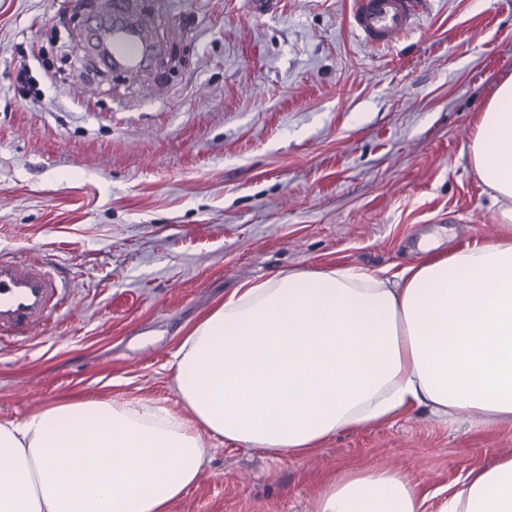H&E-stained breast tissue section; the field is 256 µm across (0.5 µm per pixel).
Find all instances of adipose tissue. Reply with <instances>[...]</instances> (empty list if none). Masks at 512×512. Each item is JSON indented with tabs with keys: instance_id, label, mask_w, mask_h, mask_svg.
Returning <instances> with one entry per match:
<instances>
[{
	"instance_id": "1",
	"label": "adipose tissue",
	"mask_w": 512,
	"mask_h": 512,
	"mask_svg": "<svg viewBox=\"0 0 512 512\" xmlns=\"http://www.w3.org/2000/svg\"><path fill=\"white\" fill-rule=\"evenodd\" d=\"M467 154L493 238L422 243L396 272L337 264L242 283L176 350L180 409L68 399L0 421V512H170L216 439L306 457L419 411L512 425V76ZM424 500L399 470L349 467L321 477L315 512H422ZM448 512H512V455L471 471Z\"/></svg>"
}]
</instances>
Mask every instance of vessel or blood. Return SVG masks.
<instances>
[{
	"instance_id": "vessel-or-blood-1",
	"label": "vessel or blood",
	"mask_w": 512,
	"mask_h": 512,
	"mask_svg": "<svg viewBox=\"0 0 512 512\" xmlns=\"http://www.w3.org/2000/svg\"><path fill=\"white\" fill-rule=\"evenodd\" d=\"M420 7L421 0H351L350 23L366 44H390L413 28ZM110 16L111 31L101 34L98 56L113 72H138L161 47L135 0H112ZM74 304L73 292L51 267L0 255V346L35 337L50 311Z\"/></svg>"
}]
</instances>
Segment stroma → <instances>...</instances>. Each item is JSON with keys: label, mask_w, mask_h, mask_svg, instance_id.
I'll list each match as a JSON object with an SVG mask.
<instances>
[{"label": "stroma", "mask_w": 512, "mask_h": 512, "mask_svg": "<svg viewBox=\"0 0 512 512\" xmlns=\"http://www.w3.org/2000/svg\"><path fill=\"white\" fill-rule=\"evenodd\" d=\"M109 2L0 0V255L55 266L80 302L0 351V420L65 397L178 407L181 338L243 282L494 235L466 145L512 76V0H429L384 47L349 0H143L167 59L145 78L88 45ZM507 453L511 426L424 412L309 458L219 443L170 512H314L320 475L358 464L401 469L440 512Z\"/></svg>", "instance_id": "stroma-1"}]
</instances>
